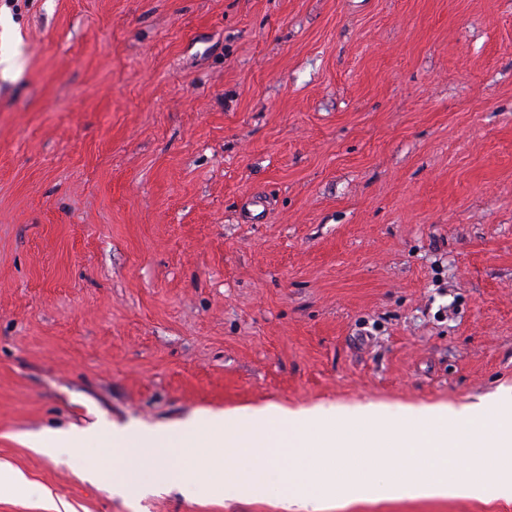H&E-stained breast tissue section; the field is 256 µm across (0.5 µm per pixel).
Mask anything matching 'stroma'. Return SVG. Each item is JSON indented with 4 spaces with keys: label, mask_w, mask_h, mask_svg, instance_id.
I'll use <instances>...</instances> for the list:
<instances>
[{
    "label": "stroma",
    "mask_w": 512,
    "mask_h": 512,
    "mask_svg": "<svg viewBox=\"0 0 512 512\" xmlns=\"http://www.w3.org/2000/svg\"><path fill=\"white\" fill-rule=\"evenodd\" d=\"M1 54L0 512H282L48 429L512 390V0H0ZM0 487L15 494H24L30 489L29 481L22 472L2 467H0Z\"/></svg>",
    "instance_id": "1"
}]
</instances>
